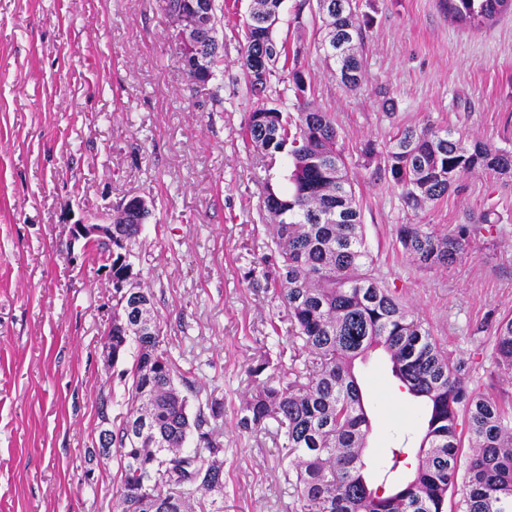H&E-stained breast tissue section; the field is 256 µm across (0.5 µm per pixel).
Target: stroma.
<instances>
[{
  "label": "stroma",
  "instance_id": "35a3bbf8",
  "mask_svg": "<svg viewBox=\"0 0 512 512\" xmlns=\"http://www.w3.org/2000/svg\"><path fill=\"white\" fill-rule=\"evenodd\" d=\"M252 0H215L224 61L197 92L176 58L161 0H0V512H114L119 456L98 453L100 411L119 422L129 384L102 357L112 285L67 227L100 223L125 198L152 201L134 271L153 293L164 344L202 395L224 401V512H291L284 448L236 428L264 356L287 370V311L250 276L269 240L265 182L286 189L289 160L241 138L255 99L237 64ZM371 19L364 78L344 89L320 45L317 0H283L278 41L300 49L313 102L336 117L376 274L463 361L477 394L512 397L494 326L512 315V177L476 171L422 211L366 142L432 122L512 148V13L479 27L437 0H356ZM492 211L450 268L422 267L401 224L444 233ZM370 421L366 460L402 449L410 472L425 431L382 350L355 362ZM107 408H100V396Z\"/></svg>",
  "mask_w": 512,
  "mask_h": 512
}]
</instances>
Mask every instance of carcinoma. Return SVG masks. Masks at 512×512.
I'll use <instances>...</instances> for the list:
<instances>
[{"instance_id":"obj_1","label":"carcinoma","mask_w":512,"mask_h":512,"mask_svg":"<svg viewBox=\"0 0 512 512\" xmlns=\"http://www.w3.org/2000/svg\"><path fill=\"white\" fill-rule=\"evenodd\" d=\"M322 35L336 63L351 77L339 78L355 89L362 80L364 42L369 20L359 17L353 0H321ZM207 27L195 47L202 63L185 69L197 91L207 89L224 61L210 32L217 23L215 0H204ZM451 21L481 26L512 12V0H438ZM281 0H255L250 16L265 25L243 22L245 41L239 62L247 88L256 98L242 136L273 155L291 160L289 187L265 186L263 206L271 235L270 253L260 257L263 280L288 311L290 367L286 375L256 384L244 401L239 431L256 435L277 422L288 449L285 479L295 512H447L448 497L462 492L456 512H512V410L499 399L469 389L464 364L447 353L430 329L373 274L361 213L347 159L338 147L335 114L308 101L309 84L298 54L274 37ZM268 57L267 73L255 77L257 59ZM288 70L297 112L272 102L270 77L276 64ZM362 152L381 158L412 210L440 201L476 169L512 173V150L489 143L470 144L459 132L430 122L405 127L382 144L370 141ZM152 204L131 213L118 205L112 213V243L90 246L112 265V365L133 353L131 408L109 446L120 457L116 512H192V503L224 489V441L219 428L224 402L210 397L189 410L183 390L195 392L181 375L170 351L162 347V325L150 290L128 273L142 226ZM490 216L439 236L422 224H401L398 241L423 266L453 265ZM497 365L512 371V317L495 326ZM380 348L393 375L410 396L424 402L426 430L418 463L403 484L373 486L364 458L370 431L355 361ZM181 378L177 386L175 378ZM465 426L466 431L459 430ZM472 453H463V439Z\"/></svg>"}]
</instances>
